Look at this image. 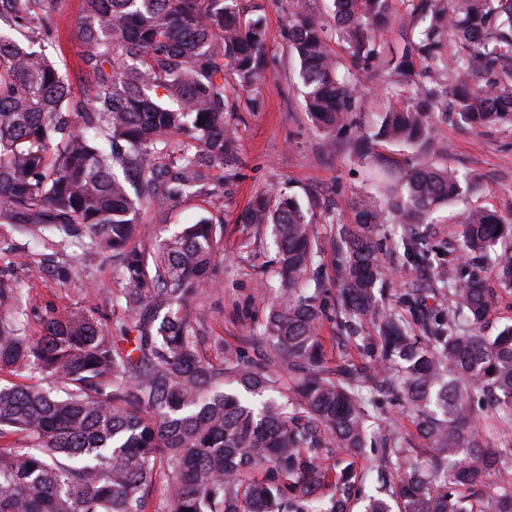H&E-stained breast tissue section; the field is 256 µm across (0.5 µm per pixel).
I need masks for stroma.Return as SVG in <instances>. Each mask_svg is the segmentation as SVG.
I'll list each match as a JSON object with an SVG mask.
<instances>
[{"label":"stroma","instance_id":"obj_1","mask_svg":"<svg viewBox=\"0 0 512 512\" xmlns=\"http://www.w3.org/2000/svg\"><path fill=\"white\" fill-rule=\"evenodd\" d=\"M241 5L247 14L265 18L267 45L264 99L259 108L243 104L233 115L241 158L238 175L228 182L222 168L208 170L209 187L222 195L217 205H209L201 196L184 198L171 207L166 224L155 223L150 213H142L135 238L137 246L149 250L181 225L200 217L223 225L224 251L215 260L223 288L204 291L194 303L206 336H221L239 345L241 337L249 335L267 312L268 302L257 297L256 288L260 280L273 275L275 251L264 235L240 221L257 191L283 188L313 215L319 237L325 241L332 222L350 223L346 203L355 194L366 192L384 200L402 170L447 165L473 176L476 187L434 215L431 241L444 252L455 247L459 216L465 209L512 214V128L489 126L474 133L446 118L427 143L406 147L378 142L373 147L375 161H364L356 152L355 141L383 112L401 102V85L381 68L356 70L363 97L352 122L329 133L319 130L304 110L297 63L284 40L293 0H241ZM82 13V0H60L53 18L58 38L49 49L50 55L63 58L68 82L78 94L89 81L80 64L77 23ZM477 271L494 291L487 328L488 334L494 335L512 325V290L502 288L493 266L484 264ZM0 275L29 290L30 324H38L49 309L64 307L95 308L115 335L131 322L112 304L113 295L123 292L126 283L111 255L74 264L66 256L54 255L52 246L32 243L25 256L0 261ZM90 286L97 288V296L86 295Z\"/></svg>","mask_w":512,"mask_h":512}]
</instances>
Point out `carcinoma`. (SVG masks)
Instances as JSON below:
<instances>
[{
  "instance_id": "cac0c4a2",
  "label": "carcinoma",
  "mask_w": 512,
  "mask_h": 512,
  "mask_svg": "<svg viewBox=\"0 0 512 512\" xmlns=\"http://www.w3.org/2000/svg\"><path fill=\"white\" fill-rule=\"evenodd\" d=\"M58 2L0 0V231L80 260L118 255L128 288L112 301L134 317L124 346L87 308L53 311L31 336L24 295L0 279V373L47 381L0 387V512H148L160 489L166 512H512V438L490 440L474 410L481 394L512 429V326L485 335L493 292L430 247L432 216L469 191L458 172L410 167L388 202H348L353 222L331 238L332 305L312 216L282 191L258 192L241 222L273 238L279 282L258 290L272 302L250 337L254 355L220 341L204 357L191 301L221 287L212 271L223 226L201 217L150 251L133 240L143 208L160 220L171 204L209 195L210 167L236 176L227 115L242 93L260 103L263 18L244 16L238 0H84L91 81L77 96L45 52ZM406 2L422 26L387 54L379 35L393 0H333L351 65L380 63L406 93L364 143L418 145L448 111L475 131L512 127V0ZM285 38L312 123L331 131L351 120L360 86L340 77L304 0ZM390 224L430 286L387 288ZM511 235L512 217L474 209L455 250L512 288V247L496 249ZM325 320L344 349L334 364ZM382 393L413 409L429 453L411 454L376 423ZM374 448L396 472L382 497L365 493L358 467Z\"/></svg>"
}]
</instances>
